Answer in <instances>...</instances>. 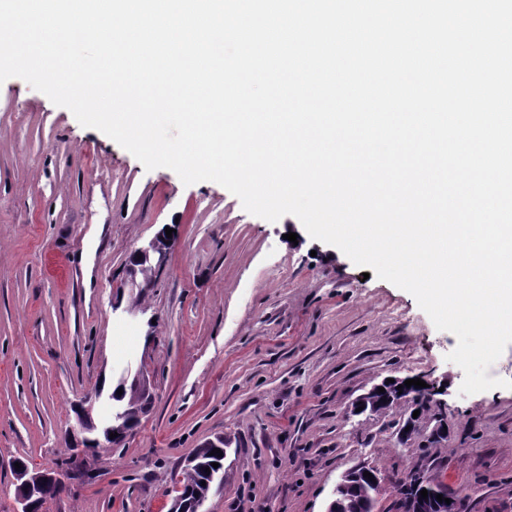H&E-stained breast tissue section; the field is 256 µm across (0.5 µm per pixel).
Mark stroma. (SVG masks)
<instances>
[{"label":"stroma","mask_w":512,"mask_h":512,"mask_svg":"<svg viewBox=\"0 0 512 512\" xmlns=\"http://www.w3.org/2000/svg\"><path fill=\"white\" fill-rule=\"evenodd\" d=\"M100 223L87 287L78 258ZM168 227L164 263L132 287L133 258ZM457 343L297 217L270 222L216 182L146 170L23 79L0 83V512L16 508L12 462L55 467L76 407L94 397L101 423L128 369L150 378L149 414L123 447L78 456L85 479L47 512H170L171 474L219 436L224 484L202 512H326L360 465L382 479L376 512H401L414 467L467 512H512V388L461 394ZM414 375L446 385L447 439L429 442L432 418L403 443L402 412L352 414L375 384Z\"/></svg>","instance_id":"obj_1"}]
</instances>
